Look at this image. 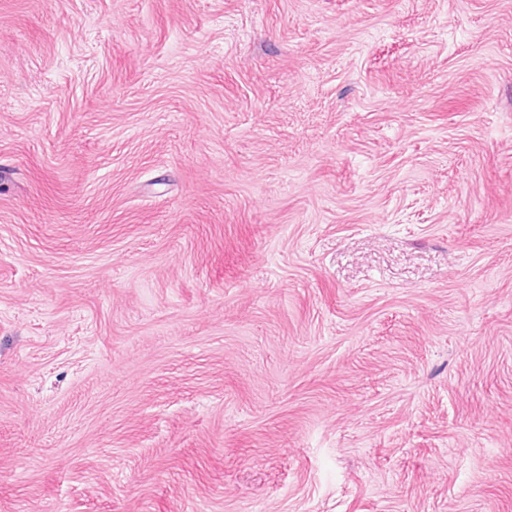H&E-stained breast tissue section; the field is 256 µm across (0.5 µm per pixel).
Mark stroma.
Returning a JSON list of instances; mask_svg holds the SVG:
<instances>
[{
  "label": "stroma",
  "instance_id": "1",
  "mask_svg": "<svg viewBox=\"0 0 512 512\" xmlns=\"http://www.w3.org/2000/svg\"><path fill=\"white\" fill-rule=\"evenodd\" d=\"M0 512H512V0H0Z\"/></svg>",
  "mask_w": 512,
  "mask_h": 512
}]
</instances>
